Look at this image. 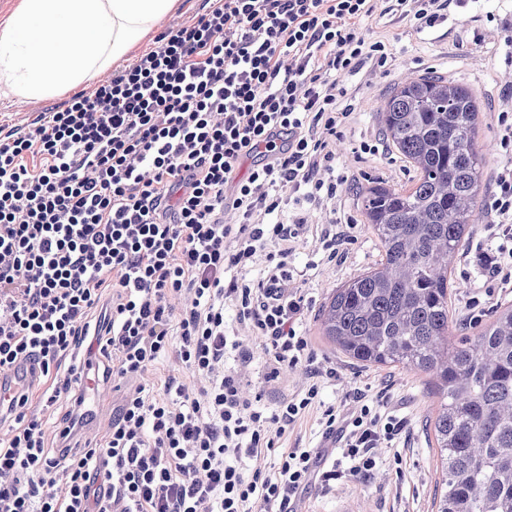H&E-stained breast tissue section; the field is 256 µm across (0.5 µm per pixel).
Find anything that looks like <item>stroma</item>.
I'll return each instance as SVG.
<instances>
[{
    "mask_svg": "<svg viewBox=\"0 0 512 512\" xmlns=\"http://www.w3.org/2000/svg\"><path fill=\"white\" fill-rule=\"evenodd\" d=\"M511 10L512 5L505 0H467L464 7L452 9L447 20L420 33L392 17L368 27L370 37L388 44L390 57L385 67L365 68L346 80L356 116L345 130L351 150L343 154L341 167L352 174L356 186L382 180L400 189L408 186L415 176L413 169L392 151L377 120L386 97L406 75L443 76L471 87L489 107L500 105L506 92L495 73L504 67V50L494 51L483 69L470 66L468 54L481 49V39L488 29ZM65 103L62 97L37 104L18 97H0V136L28 130L44 113L61 109ZM364 141L378 145V152L355 157L353 147ZM336 212L338 217L353 225L352 242L345 257L324 269L316 266L312 248L307 245L292 259L295 272L301 275L299 285L309 301L303 331L318 359L336 370V380L328 381L323 389L325 403L340 402L343 388L348 384L368 394L387 393L392 410L407 421L403 465L398 471L381 468L366 482L337 481L335 491L329 493L320 486H311L301 510L433 512V500L441 480L439 451L429 427V420L440 404L433 376L405 368L363 366L340 353L320 333L318 314L332 290L370 269L381 258V248L364 222L361 200L354 189L337 198ZM497 245V240L489 238L483 224H474L454 265L451 313L461 335L475 333L477 324H471V316H478V324H485L493 320L499 308L512 305V280L505 282L497 277H486L484 269L474 264L475 254L496 249ZM483 279L493 293L481 296L480 305L475 308L470 304L471 292L467 285Z\"/></svg>",
    "mask_w": 512,
    "mask_h": 512,
    "instance_id": "1",
    "label": "stroma"
}]
</instances>
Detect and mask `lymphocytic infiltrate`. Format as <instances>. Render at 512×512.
I'll return each instance as SVG.
<instances>
[{
	"label": "lymphocytic infiltrate",
	"instance_id": "lymphocytic-infiltrate-1",
	"mask_svg": "<svg viewBox=\"0 0 512 512\" xmlns=\"http://www.w3.org/2000/svg\"><path fill=\"white\" fill-rule=\"evenodd\" d=\"M463 2L214 0L90 94L0 137V376L35 356L45 384L6 414L0 512H297L313 483L380 470L406 422L382 393L323 406L336 372L300 331L291 262L311 212L349 181L336 170L345 79L388 60L365 22L431 28ZM496 122L497 275L512 262L511 104ZM82 346L111 361L121 393L90 437L82 369L64 363ZM300 366L298 391L279 386ZM314 408L346 468L315 472L320 447L278 449Z\"/></svg>",
	"mask_w": 512,
	"mask_h": 512
}]
</instances>
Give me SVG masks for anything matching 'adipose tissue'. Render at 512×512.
Listing matches in <instances>:
<instances>
[{
	"instance_id": "adipose-tissue-1",
	"label": "adipose tissue",
	"mask_w": 512,
	"mask_h": 512,
	"mask_svg": "<svg viewBox=\"0 0 512 512\" xmlns=\"http://www.w3.org/2000/svg\"><path fill=\"white\" fill-rule=\"evenodd\" d=\"M180 0H17L0 20V95L45 101L129 55Z\"/></svg>"
}]
</instances>
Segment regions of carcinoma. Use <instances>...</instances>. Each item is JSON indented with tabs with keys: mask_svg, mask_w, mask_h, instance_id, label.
<instances>
[{
	"mask_svg": "<svg viewBox=\"0 0 512 512\" xmlns=\"http://www.w3.org/2000/svg\"><path fill=\"white\" fill-rule=\"evenodd\" d=\"M483 104L469 87L424 75L396 85L378 120L417 172L407 189L373 181L361 193L378 238L377 267L335 289L321 328L366 366L435 374L432 423L442 482L435 512H512V308L448 347V274L476 223L486 164Z\"/></svg>",
	"mask_w": 512,
	"mask_h": 512,
	"instance_id": "carcinoma-1",
	"label": "carcinoma"
}]
</instances>
